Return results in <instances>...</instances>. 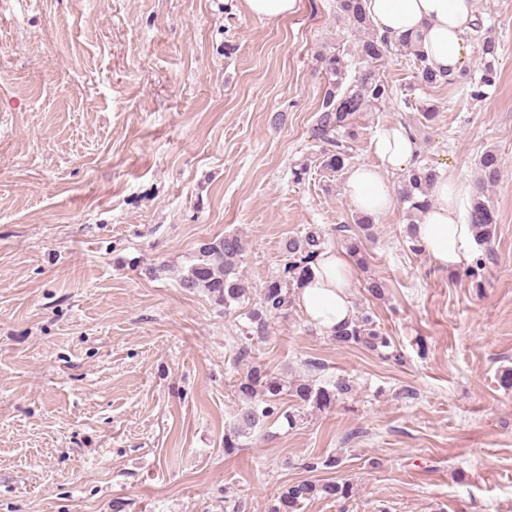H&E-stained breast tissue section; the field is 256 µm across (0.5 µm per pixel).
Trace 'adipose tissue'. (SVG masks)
I'll return each instance as SVG.
<instances>
[{
  "instance_id": "adipose-tissue-1",
  "label": "adipose tissue",
  "mask_w": 512,
  "mask_h": 512,
  "mask_svg": "<svg viewBox=\"0 0 512 512\" xmlns=\"http://www.w3.org/2000/svg\"><path fill=\"white\" fill-rule=\"evenodd\" d=\"M374 29L398 39L421 34L420 53L438 71L462 69L471 47L467 36L477 20L476 0H365ZM417 150L411 130L400 124L378 129L372 140L374 163L348 169L344 194L356 212L377 216L395 201L388 177L409 169ZM464 192L454 177L440 179L431 203L421 211L415 235L426 253L444 269L471 261L476 235L461 218ZM354 264L344 252L328 250L311 266V273L295 291L299 306L325 334L352 320L354 309L348 286Z\"/></svg>"
}]
</instances>
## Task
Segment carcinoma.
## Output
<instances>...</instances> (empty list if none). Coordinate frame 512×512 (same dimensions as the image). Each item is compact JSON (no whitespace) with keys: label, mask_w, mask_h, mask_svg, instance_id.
<instances>
[{"label":"carcinoma","mask_w":512,"mask_h":512,"mask_svg":"<svg viewBox=\"0 0 512 512\" xmlns=\"http://www.w3.org/2000/svg\"><path fill=\"white\" fill-rule=\"evenodd\" d=\"M336 13L360 34L357 56L365 62V67L351 77L349 63L343 53L329 51L320 54L327 86L317 110L313 136L321 144L317 161L325 169L340 173L350 166L359 136L356 116L391 99L393 90L376 76L375 63L392 51L414 57L418 64L416 79L425 87L446 85L463 91L473 101H480L497 85V44L480 17L474 24L472 35L481 53L480 67L473 71L463 69L457 73H438L417 50L421 35L406 36L397 41L378 35L367 15L364 0H336ZM478 169L479 184L483 187L493 185L501 175V158L489 151L480 158ZM439 178L440 173L429 165L414 166L402 175L398 182V195L407 205L408 224H415L418 214L429 206L432 188ZM467 220L476 230L479 243L491 242L497 218L487 199L480 195L471 199ZM353 223L357 229L342 224L337 231L346 233V249L362 267L366 264L362 238L372 236L374 223L372 218L364 215L355 216ZM322 244L323 240L314 232L288 239L284 245L288 262L281 274L268 281L261 291L260 306L250 314L251 331L264 334L268 319L288 311L299 280L309 274L311 264L323 252ZM244 251L245 244L235 233L202 242L190 257L188 266L179 271V284L189 290L202 288L216 304L229 309L248 295L249 284L241 274ZM332 340L341 348L362 345L384 358L394 357V353L386 352L391 347L390 337L377 328L368 314L337 328ZM348 392L349 384L344 379L336 380L330 388L309 381L287 386L278 377L253 367L237 383V393L244 405L237 413L233 427L224 435V448L230 452L238 447L239 438L250 434L267 419H282L288 427H296L300 414L284 408L283 394L293 397L300 409L310 407L326 411L335 407L340 397ZM350 494L351 487L347 482L318 484L304 480L288 486L280 494L274 512H296L301 502L316 496L346 500Z\"/></svg>","instance_id":"obj_1"}]
</instances>
